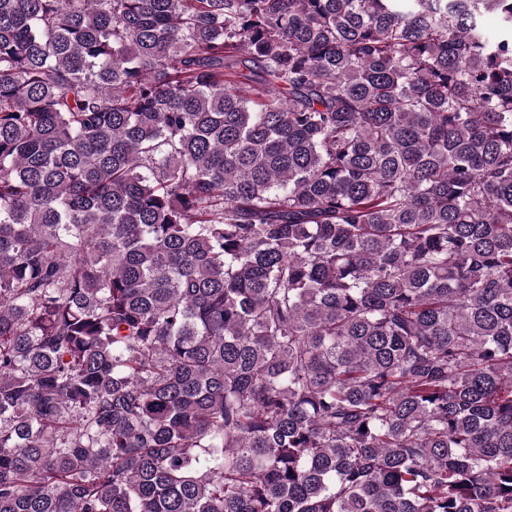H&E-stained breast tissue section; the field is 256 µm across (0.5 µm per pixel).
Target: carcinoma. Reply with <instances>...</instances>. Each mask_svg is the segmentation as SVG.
<instances>
[{"label": "carcinoma", "instance_id": "carcinoma-1", "mask_svg": "<svg viewBox=\"0 0 512 512\" xmlns=\"http://www.w3.org/2000/svg\"><path fill=\"white\" fill-rule=\"evenodd\" d=\"M0 512H512V0H0Z\"/></svg>", "mask_w": 512, "mask_h": 512}]
</instances>
